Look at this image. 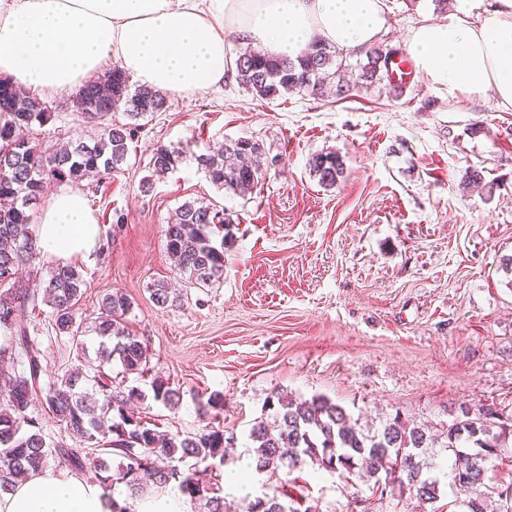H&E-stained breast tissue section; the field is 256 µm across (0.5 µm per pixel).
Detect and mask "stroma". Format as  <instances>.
<instances>
[{
	"label": "stroma",
	"instance_id": "obj_1",
	"mask_svg": "<svg viewBox=\"0 0 512 512\" xmlns=\"http://www.w3.org/2000/svg\"><path fill=\"white\" fill-rule=\"evenodd\" d=\"M384 45L404 49L409 29L441 14L435 0H386ZM51 118L33 138L53 150L100 127L84 122L67 93L43 97ZM262 140L280 163L249 196L216 189L195 161L228 139ZM189 145L177 169L139 185L159 144ZM345 163L336 187L319 185L309 158ZM479 171L481 189L463 187ZM80 188L109 246L80 263L83 314L121 291L145 340L150 370L130 376L178 388L169 408L140 405L158 430L204 428L198 396L224 397L220 424L233 474L256 420L274 395H323L359 427L401 417L444 440L463 409L491 410L512 426V110L491 97L453 98L414 76L402 96L381 85L355 96L288 94L259 99L234 74L222 85L168 99L133 143L124 172ZM213 203L236 222L224 246V279L199 289L176 274L164 229L185 201ZM172 283L181 305L158 309L149 288ZM46 377L69 366V344L48 306L29 318ZM280 492L318 512H392L394 497L347 484L312 465L283 476Z\"/></svg>",
	"mask_w": 512,
	"mask_h": 512
}]
</instances>
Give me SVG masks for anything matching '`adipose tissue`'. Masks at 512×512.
Masks as SVG:
<instances>
[{"label": "adipose tissue", "instance_id": "1", "mask_svg": "<svg viewBox=\"0 0 512 512\" xmlns=\"http://www.w3.org/2000/svg\"><path fill=\"white\" fill-rule=\"evenodd\" d=\"M458 2L411 29L408 54L449 96L489 93L510 110L512 0ZM387 27L383 0H0V76L26 90L70 92L113 56L139 83L179 96L222 84L236 42L292 59L315 38L347 52L370 47ZM35 232L41 255L63 265L91 259L97 244L77 187L52 197ZM0 512H112V500L78 476L46 471L0 494Z\"/></svg>", "mask_w": 512, "mask_h": 512}]
</instances>
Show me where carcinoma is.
Wrapping results in <instances>:
<instances>
[{"label": "carcinoma", "mask_w": 512, "mask_h": 512, "mask_svg": "<svg viewBox=\"0 0 512 512\" xmlns=\"http://www.w3.org/2000/svg\"><path fill=\"white\" fill-rule=\"evenodd\" d=\"M399 50L375 44L347 63L343 52L318 43L295 60L277 58L259 49L240 53L235 68L239 86L261 99L285 94L322 97L331 91L341 99L359 87L386 85L400 95L404 83L393 79L391 63ZM82 115L104 122L93 144L77 140L69 147L45 152L29 137L35 124L50 117L48 106L35 96L18 93L0 78V109L10 111L12 122L0 127V328L9 333L0 346V491L14 487L18 476L37 473L49 461L101 487L115 490L123 485L127 496L112 500V512H135L132 502L143 491L147 477L160 492L175 485L198 512H315L298 498L283 500L279 491L245 497L235 510L224 497L220 475L208 481L198 476L202 463L217 470L224 465L227 439L220 426L206 425L191 435H161L154 425L130 410V404L147 398L138 386L126 385L129 376L149 370L147 345L128 326L132 301L113 292L103 295L96 316L79 312L83 296L82 273L74 265L52 266L41 280L38 293L21 282L19 270L40 254L32 228L30 209L49 182L79 184L88 173L110 178L123 171L131 144L144 128L143 120L167 108V94L151 86L131 87L130 77L119 67L77 92ZM186 154L181 144H161L151 153L150 175L142 179L148 193L154 182L175 170ZM213 186L247 196L261 184L276 162L264 144L253 138L229 140L217 151L195 156ZM309 173L325 188L343 178L344 162L335 152H320L308 161ZM233 214L215 207L182 203L166 228V246L174 269L208 288L224 279V245ZM224 232L221 241L215 236ZM153 303L166 309L178 302L168 284L149 288ZM52 309L58 332L68 337L76 365L63 375L43 380L41 353L30 335L28 317L37 303ZM95 342L99 365L83 369L90 342ZM122 370L121 380L112 377V362ZM152 399L169 408L180 402V392L154 381ZM68 437L55 444L46 441L41 420L29 412L37 398ZM221 395L199 397L197 410L215 419L222 410ZM273 423L255 422L249 431L255 470L268 479L280 472L312 464L351 480L361 473L375 482L382 474H395L400 491L421 503L439 497L440 478L425 468L421 456L434 447L435 439L419 426L411 427L395 417L375 432H364L351 423L346 410L322 396L293 399L277 395L268 402ZM464 418L448 428V447L455 459L448 472L449 485L466 496L468 512H512V500L503 498L507 487L494 488L498 507L488 509L484 491L489 462L498 456L512 430H486L476 417ZM118 459L117 464L111 460Z\"/></svg>", "instance_id": "1"}]
</instances>
